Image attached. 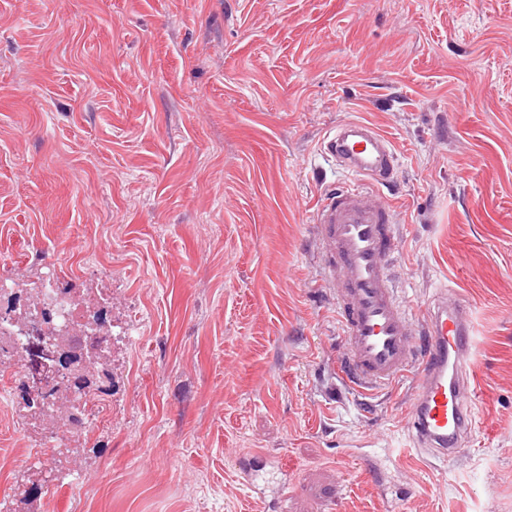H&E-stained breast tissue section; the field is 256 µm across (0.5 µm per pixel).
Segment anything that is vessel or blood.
Returning <instances> with one entry per match:
<instances>
[{"instance_id": "1", "label": "vessel or blood", "mask_w": 512, "mask_h": 512, "mask_svg": "<svg viewBox=\"0 0 512 512\" xmlns=\"http://www.w3.org/2000/svg\"><path fill=\"white\" fill-rule=\"evenodd\" d=\"M321 152L350 173L348 186L321 191L314 214L323 278L335 295L346 350L343 375L360 392L393 386L413 375L409 430L418 453H461L470 429L474 331L455 291L428 305L421 335L393 277L397 226L380 189L395 177L397 155L374 125L352 121L320 143Z\"/></svg>"}]
</instances>
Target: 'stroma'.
<instances>
[{
	"label": "stroma",
	"instance_id": "stroma-1",
	"mask_svg": "<svg viewBox=\"0 0 512 512\" xmlns=\"http://www.w3.org/2000/svg\"><path fill=\"white\" fill-rule=\"evenodd\" d=\"M353 120L399 157L414 332L438 289L469 308L460 457L410 453L412 378L332 370L312 212ZM40 253L111 268L131 333L44 512H512V0H0V259ZM367 440L374 477L344 457ZM28 445L0 406V512Z\"/></svg>",
	"mask_w": 512,
	"mask_h": 512
}]
</instances>
